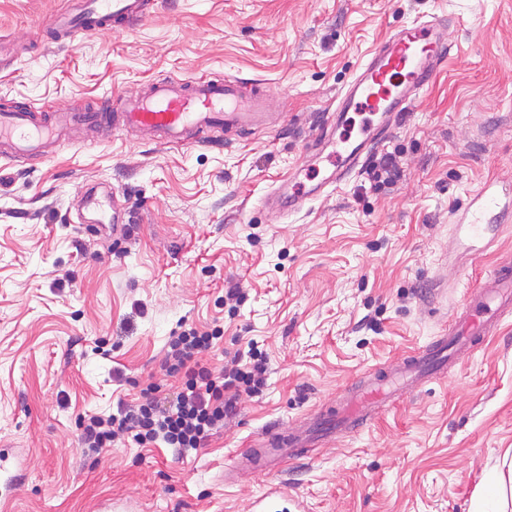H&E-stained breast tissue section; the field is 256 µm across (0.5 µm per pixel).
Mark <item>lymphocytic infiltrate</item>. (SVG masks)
<instances>
[{
    "instance_id": "lymphocytic-infiltrate-1",
    "label": "lymphocytic infiltrate",
    "mask_w": 512,
    "mask_h": 512,
    "mask_svg": "<svg viewBox=\"0 0 512 512\" xmlns=\"http://www.w3.org/2000/svg\"><path fill=\"white\" fill-rule=\"evenodd\" d=\"M220 337V330L194 327L171 337L161 367L166 376L182 379L174 397L160 396L159 386L151 384L136 404L118 403L106 416H81V447L100 455L120 438L139 448L161 443L182 458L204 448L236 414L240 395H262L267 385V362L255 349L228 353L219 369L205 363Z\"/></svg>"
}]
</instances>
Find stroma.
<instances>
[{"mask_svg": "<svg viewBox=\"0 0 512 512\" xmlns=\"http://www.w3.org/2000/svg\"><path fill=\"white\" fill-rule=\"evenodd\" d=\"M75 0H0V108L121 106L159 79L231 75L268 88L276 123L218 144L159 145L100 129L49 160L0 158V448L29 476L0 512H253L270 481L224 472L269 424L338 406L370 369L430 342L469 287L512 261V222L469 249L451 222L485 181L512 206V0H147L133 26L55 37ZM447 17L434 83L377 154L400 179L357 169L340 188L275 219L282 176L311 169L309 146L368 54L415 17ZM111 207L80 208L89 192ZM242 288L237 310L224 290ZM221 328L210 366L256 341L262 397L241 395L207 447L79 445L78 415L135 403L183 326ZM512 448V314L483 344L363 430L331 436L285 467L269 512H470ZM396 151L388 152L383 155L377 164H374L369 170V175L373 180L381 181L383 175V183L393 184L400 177V169L396 159Z\"/></svg>", "mask_w": 512, "mask_h": 512, "instance_id": "obj_1", "label": "stroma"}]
</instances>
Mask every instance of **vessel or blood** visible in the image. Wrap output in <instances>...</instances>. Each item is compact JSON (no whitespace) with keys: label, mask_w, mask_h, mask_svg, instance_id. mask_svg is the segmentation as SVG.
Listing matches in <instances>:
<instances>
[{"label":"vessel or blood","mask_w":512,"mask_h":512,"mask_svg":"<svg viewBox=\"0 0 512 512\" xmlns=\"http://www.w3.org/2000/svg\"><path fill=\"white\" fill-rule=\"evenodd\" d=\"M144 11V0H76L73 11L55 19L54 24L69 34L93 35L110 22L133 24ZM442 26V18L436 16L428 20L414 19L392 32L373 50L337 98L332 120L321 128L316 138L314 157L331 166L330 175L307 186L281 182L268 200L272 208L292 212L305 201L338 186L376 144L387 138L390 117L407 111L421 90L430 84L448 54ZM241 89V81L229 76L221 80L207 77L178 82L156 80L143 96L127 100L117 112L105 103L70 114L0 108V146L6 147L13 158L48 159L56 139L73 126L135 129L165 144L196 143L207 132H240L264 122L263 90L246 96ZM352 111L367 112L369 122L363 125L358 138L337 137V130L347 125ZM473 203L478 215L467 230L479 238L486 231L482 216L498 217L501 205L488 185L474 195ZM511 310L512 265L505 263L494 267L457 309L447 335L409 354L398 365L369 376L337 413L322 415L286 431L277 427L268 429L256 448L238 458V465L258 468L272 476L266 499H287L288 488L278 480L286 460L303 457L306 448L332 433L363 429L374 420L380 408L446 368L457 351L495 333L504 312ZM24 478L13 455L1 449L0 497L11 496Z\"/></svg>","instance_id":"1"}]
</instances>
